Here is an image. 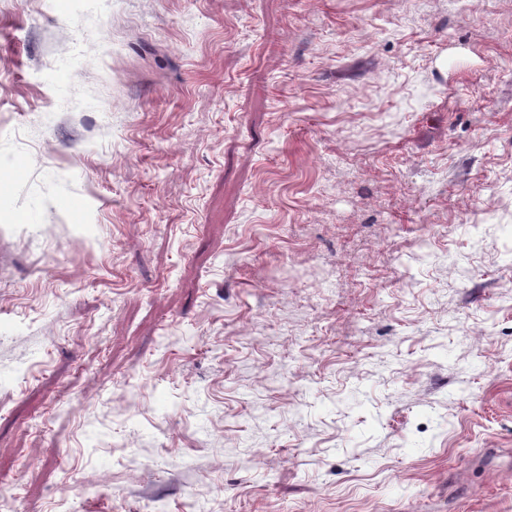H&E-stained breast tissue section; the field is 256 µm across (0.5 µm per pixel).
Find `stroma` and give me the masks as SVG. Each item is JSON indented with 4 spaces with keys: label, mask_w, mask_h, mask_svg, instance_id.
Returning <instances> with one entry per match:
<instances>
[{
    "label": "stroma",
    "mask_w": 512,
    "mask_h": 512,
    "mask_svg": "<svg viewBox=\"0 0 512 512\" xmlns=\"http://www.w3.org/2000/svg\"><path fill=\"white\" fill-rule=\"evenodd\" d=\"M0 512H512V0H0Z\"/></svg>",
    "instance_id": "1"
}]
</instances>
